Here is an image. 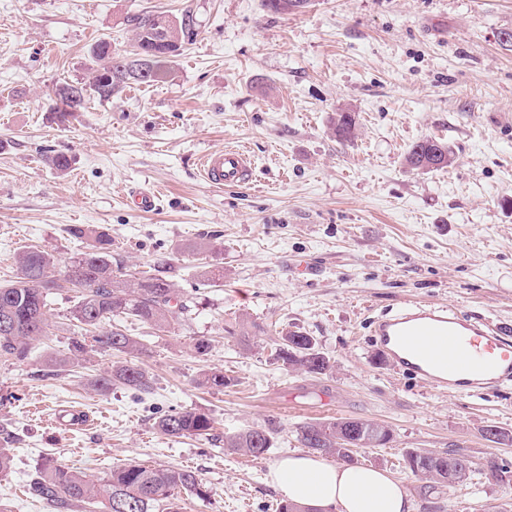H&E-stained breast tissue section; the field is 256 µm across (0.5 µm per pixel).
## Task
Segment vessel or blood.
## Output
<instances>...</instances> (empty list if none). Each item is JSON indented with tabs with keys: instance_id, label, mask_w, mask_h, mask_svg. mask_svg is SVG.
<instances>
[{
	"instance_id": "1",
	"label": "vessel or blood",
	"mask_w": 512,
	"mask_h": 512,
	"mask_svg": "<svg viewBox=\"0 0 512 512\" xmlns=\"http://www.w3.org/2000/svg\"><path fill=\"white\" fill-rule=\"evenodd\" d=\"M200 172L216 188L243 186L252 179L253 163L241 150H212L203 155ZM370 341L391 366L442 394L512 383V334L442 304L412 302L378 315Z\"/></svg>"
}]
</instances>
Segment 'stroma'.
<instances>
[{
    "label": "stroma",
    "instance_id": "1",
    "mask_svg": "<svg viewBox=\"0 0 512 512\" xmlns=\"http://www.w3.org/2000/svg\"><path fill=\"white\" fill-rule=\"evenodd\" d=\"M189 16L194 34L173 74L91 101L58 125L57 84L88 82L91 46L128 48L130 16ZM512 0H314L296 14L261 0H0V281L27 247L59 264L83 251L76 225L106 227L112 262L169 276L194 305L170 333L118 321L146 351L151 389L99 392L112 352L61 367L74 332L73 292L53 295L49 333L22 362L0 358V442L13 448L0 474L11 512H59L28 484L53 458L97 480L136 462L195 472L209 493L180 492L182 512H275L284 494L270 465L299 451L309 420L354 418L390 428L392 443L362 449V465L403 478L413 512H512V386L441 394L390 368L367 341L381 312L409 301L442 303L512 325ZM356 118L339 142L337 112ZM448 144L450 167L411 171L409 146ZM224 146L255 158L251 185L216 189L200 158ZM66 153L60 174L47 154ZM158 192V209L129 207L128 193ZM223 271L218 286L204 267ZM314 336L332 371L310 376L276 360L282 327ZM208 339L206 355L193 344ZM220 370L233 385L199 386ZM77 406L95 429L47 423ZM202 409L206 439L161 434L157 417ZM275 423L262 459L226 448L225 435ZM407 448L460 449L487 477L426 495L405 469Z\"/></svg>",
    "mask_w": 512,
    "mask_h": 512
}]
</instances>
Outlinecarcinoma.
Here are the masks:
<instances>
[{"label": "carcinoma", "mask_w": 512, "mask_h": 512, "mask_svg": "<svg viewBox=\"0 0 512 512\" xmlns=\"http://www.w3.org/2000/svg\"><path fill=\"white\" fill-rule=\"evenodd\" d=\"M309 3L310 0H261L265 9L275 13L299 12ZM127 22L134 31L131 53H120L110 40L103 38L91 49L94 63L91 81L87 84L64 81L56 86L51 111L58 114L60 123L68 122L70 96L76 91L84 110L94 98L110 101L129 84L150 85L171 74L169 64L181 54L184 43L190 39L189 17L178 20L142 13L127 18ZM355 130L354 114L336 113L333 131L338 140L352 141ZM435 151L443 158L442 167L452 164V151L437 139L414 142L404 156V164L408 170L416 171L417 163ZM71 234L87 239L85 250L69 261V265L79 266V277L73 279L65 272L56 274L55 257L44 249L30 248L18 256L14 279L0 284V358L27 359L31 342L48 333L51 295L68 288L76 292L70 317L77 327V332L70 337L69 353L76 357L100 348L128 356L96 378L93 386L100 391L121 385L132 391L146 392L150 389L151 378L142 366L132 362L143 354L144 345L120 328L102 330L100 326L111 319L131 317L158 332L168 333L174 315L190 311L191 300L165 275L148 271L132 275L112 267V237L106 229L76 226ZM275 354L285 366L307 374L325 375L332 368L315 338L299 329L285 328L280 332ZM200 383L222 391L231 384V379L221 371L207 372L202 374ZM355 422L364 426L368 436L365 446L378 447L393 441L390 428L352 418L301 423L296 429L297 441L312 454L355 464L356 454L342 447L344 431ZM155 425L167 436L197 438L210 435L212 418L209 413L194 409L162 415ZM275 433L271 425L250 428L225 437L224 447L258 459L273 447ZM433 456L430 450L408 448L403 453V461L417 477L422 473L419 466ZM28 490L33 497L51 502L57 508L94 502L101 506L102 512H152L159 503L166 504L167 512H180V491H190L199 497L206 495L203 484L190 470L127 463L112 469L110 477L99 482L51 460L38 469Z\"/></svg>", "instance_id": "cac0c4a2"}]
</instances>
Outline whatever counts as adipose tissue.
Returning <instances> with one entry per match:
<instances>
[{
	"mask_svg": "<svg viewBox=\"0 0 512 512\" xmlns=\"http://www.w3.org/2000/svg\"><path fill=\"white\" fill-rule=\"evenodd\" d=\"M268 479L306 512H411L405 481L372 467L293 454L271 465Z\"/></svg>",
	"mask_w": 512,
	"mask_h": 512,
	"instance_id": "obj_1",
	"label": "adipose tissue"
}]
</instances>
